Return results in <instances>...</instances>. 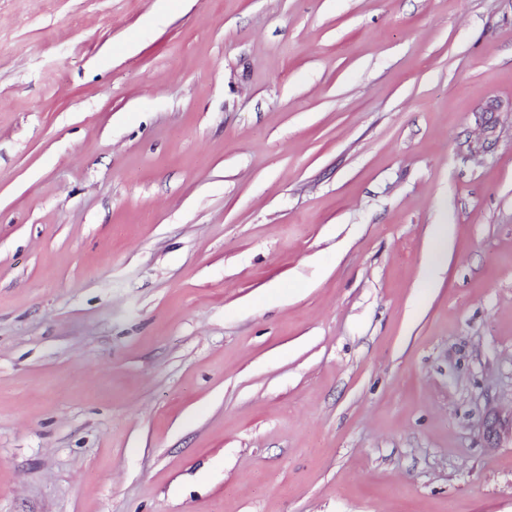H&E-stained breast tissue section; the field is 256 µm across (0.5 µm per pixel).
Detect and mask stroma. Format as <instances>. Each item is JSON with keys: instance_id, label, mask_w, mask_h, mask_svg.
Here are the masks:
<instances>
[{"instance_id": "obj_1", "label": "stroma", "mask_w": 512, "mask_h": 512, "mask_svg": "<svg viewBox=\"0 0 512 512\" xmlns=\"http://www.w3.org/2000/svg\"><path fill=\"white\" fill-rule=\"evenodd\" d=\"M0 512H512V0H0Z\"/></svg>"}]
</instances>
